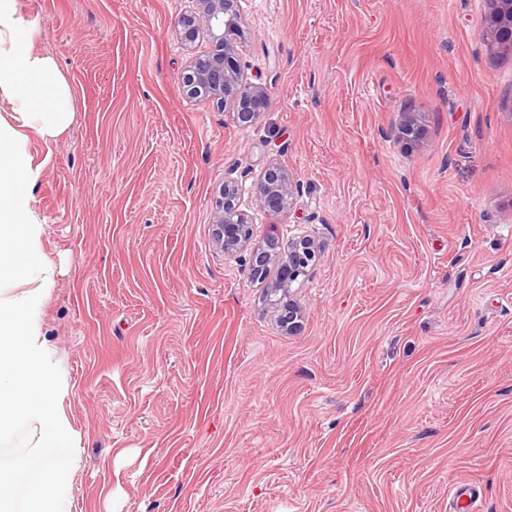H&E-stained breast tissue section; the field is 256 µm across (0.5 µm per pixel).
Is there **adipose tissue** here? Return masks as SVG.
<instances>
[{"label": "adipose tissue", "mask_w": 512, "mask_h": 512, "mask_svg": "<svg viewBox=\"0 0 512 512\" xmlns=\"http://www.w3.org/2000/svg\"><path fill=\"white\" fill-rule=\"evenodd\" d=\"M36 21L20 0H0V512H64L78 466L75 432L62 408L67 383L50 365L41 330L44 220L30 203L44 162L30 135L49 143L74 119L73 92L55 58L34 50ZM28 432L26 442L14 436Z\"/></svg>", "instance_id": "obj_1"}]
</instances>
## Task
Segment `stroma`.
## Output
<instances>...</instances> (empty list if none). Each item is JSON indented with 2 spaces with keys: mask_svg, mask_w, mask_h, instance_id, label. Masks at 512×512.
<instances>
[{
  "mask_svg": "<svg viewBox=\"0 0 512 512\" xmlns=\"http://www.w3.org/2000/svg\"><path fill=\"white\" fill-rule=\"evenodd\" d=\"M75 93L31 204L49 356L81 466L67 512H512V58L484 0H240L269 104L183 95L195 0H21ZM421 129L400 136L404 121ZM276 164L298 189L265 211ZM237 180L255 241L311 235L283 331L213 243ZM296 189L288 172L278 165H269L256 184V194L263 207L274 213L291 210Z\"/></svg>",
  "mask_w": 512,
  "mask_h": 512,
  "instance_id": "1",
  "label": "stroma"
}]
</instances>
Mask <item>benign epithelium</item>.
Segmentation results:
<instances>
[{
    "label": "benign epithelium",
    "instance_id": "obj_1",
    "mask_svg": "<svg viewBox=\"0 0 512 512\" xmlns=\"http://www.w3.org/2000/svg\"><path fill=\"white\" fill-rule=\"evenodd\" d=\"M199 8L182 15L178 21L179 35L183 42H194L200 30L209 33L215 49L193 57L185 66L180 85L190 98H203L218 106L232 100L233 119L237 126L246 129L268 107L266 90L248 81L238 52L242 34L238 0H197ZM488 13L480 33L484 45L492 49L490 56H512V0H487ZM297 185L288 172L278 165L268 166L256 184V194L263 207L274 213L289 211L293 205ZM212 238L227 258H236L252 237V224L240 210L239 187L234 179L224 180L214 198ZM278 226L269 225L263 245L253 249L247 259L254 278H263L269 263L278 266L276 291L285 292L297 275L304 272L316 259V245L309 236L288 240L281 246ZM281 327H295L298 312L288 303L275 307Z\"/></svg>",
    "mask_w": 512,
    "mask_h": 512
}]
</instances>
